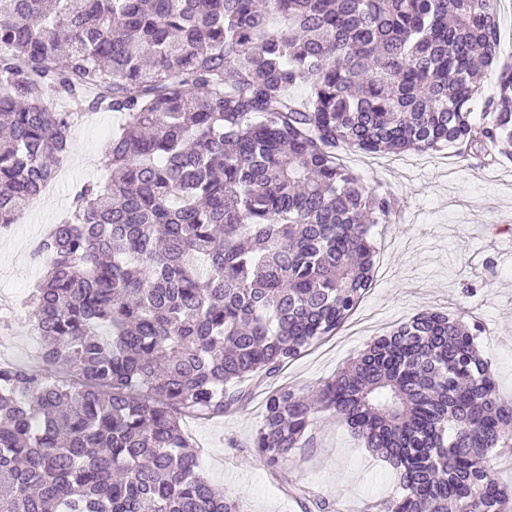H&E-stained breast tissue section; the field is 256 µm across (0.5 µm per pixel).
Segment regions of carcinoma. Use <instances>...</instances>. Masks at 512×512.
<instances>
[{
  "instance_id": "carcinoma-1",
  "label": "carcinoma",
  "mask_w": 512,
  "mask_h": 512,
  "mask_svg": "<svg viewBox=\"0 0 512 512\" xmlns=\"http://www.w3.org/2000/svg\"><path fill=\"white\" fill-rule=\"evenodd\" d=\"M497 46L495 0H0V227L77 118L120 116L109 181L32 252L30 329L56 374L0 364V512H241L182 419L239 405L238 382L335 333L371 287L393 199L341 152L509 155L512 67L473 112ZM479 331L423 312L312 391L272 392L254 454L279 472L326 413L398 475L380 512H512L487 465L512 453V403Z\"/></svg>"
}]
</instances>
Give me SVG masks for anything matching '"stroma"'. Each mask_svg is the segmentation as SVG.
<instances>
[{
    "label": "stroma",
    "mask_w": 512,
    "mask_h": 512,
    "mask_svg": "<svg viewBox=\"0 0 512 512\" xmlns=\"http://www.w3.org/2000/svg\"><path fill=\"white\" fill-rule=\"evenodd\" d=\"M112 113L99 112L72 130L62 176L50 194L16 224L0 230V303L19 306L43 274L31 251L49 225L64 219L76 189L106 181L103 146ZM347 168L372 187L388 191L395 221L371 229L374 279L357 312L329 339L263 383L239 388L243 405L210 420L186 418L201 473L241 512H304L283 490L306 488L338 512H379L398 478L391 467L336 423L318 416L314 445L297 450L283 475H272L252 454L263 419L265 393L279 386L312 388L332 378L374 338L389 334L424 311H467L483 325L478 338L501 398L512 401V160L492 166L442 150L433 153L343 154ZM40 340L20 309L10 331L0 330V360L36 359Z\"/></svg>",
    "instance_id": "obj_1"
}]
</instances>
